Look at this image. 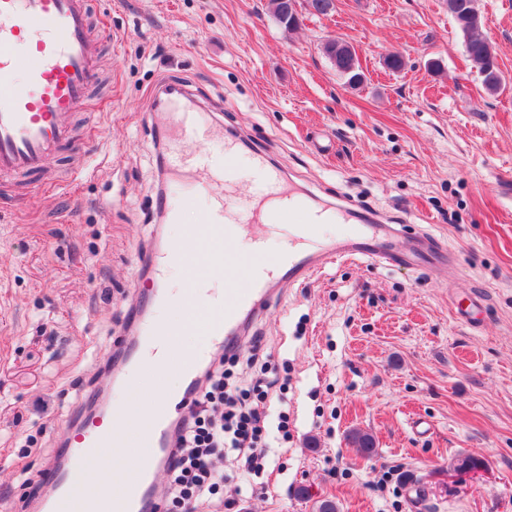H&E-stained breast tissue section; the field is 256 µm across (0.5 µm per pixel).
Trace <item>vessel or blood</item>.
Here are the masks:
<instances>
[{"label": "vessel or blood", "mask_w": 512, "mask_h": 512, "mask_svg": "<svg viewBox=\"0 0 512 512\" xmlns=\"http://www.w3.org/2000/svg\"><path fill=\"white\" fill-rule=\"evenodd\" d=\"M90 4L0 0V177L39 175L72 142L71 117L99 78L96 43L111 34L106 17H94ZM156 105L171 119L166 158L173 176L166 202L170 222H177L199 193L217 196L220 205L202 212L199 223L187 225L185 239L151 252L145 263L159 279L167 265L178 263L193 280H227L231 286L208 301L197 299L191 290L183 301L208 336L209 348H171L161 364H154L147 345L158 328L144 325L139 344L125 355L135 371L128 387L139 394L140 403L95 418L82 411L69 416L61 440L65 464L47 474L53 494L44 512H142L167 471L172 408L188 410L211 349L237 343L244 319L260 315L274 290L302 285L335 263L370 261L418 269L453 260L432 235L409 237L398 224H352L325 250H305L304 242L318 238L322 216L296 199L262 151L251 158L262 177L255 219L291 225L302 245L271 255L256 235L249 249L225 248L224 219L231 196L218 178L231 174L237 149L197 112L182 83L165 82ZM219 249L223 265L206 266V257ZM171 370L183 378L184 387L166 399L162 392Z\"/></svg>", "instance_id": "obj_1"}]
</instances>
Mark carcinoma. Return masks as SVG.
Segmentation results:
<instances>
[{"label": "carcinoma", "mask_w": 512, "mask_h": 512, "mask_svg": "<svg viewBox=\"0 0 512 512\" xmlns=\"http://www.w3.org/2000/svg\"><path fill=\"white\" fill-rule=\"evenodd\" d=\"M271 13L276 22L284 29L291 31L300 24L303 14L328 16L335 9V0H300L298 5L302 12L292 14L287 11L286 0H269ZM448 14L454 19L465 39L466 53L478 68L482 76V84L490 93H495L503 86V77L497 63L492 44L484 38L480 29L482 16L477 9L476 0H446ZM350 50V46L336 40H328L323 44V51L332 62L336 71L347 77L348 83L357 86L362 82L360 69L350 70L349 57L339 56L341 50ZM350 439L359 453L364 457L375 454V441L372 435L357 431Z\"/></svg>", "instance_id": "obj_1"}]
</instances>
